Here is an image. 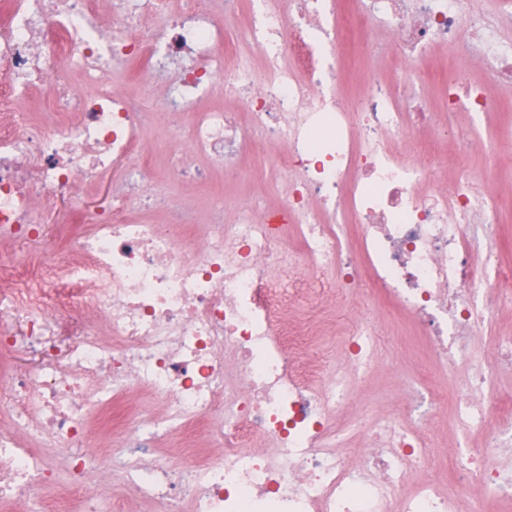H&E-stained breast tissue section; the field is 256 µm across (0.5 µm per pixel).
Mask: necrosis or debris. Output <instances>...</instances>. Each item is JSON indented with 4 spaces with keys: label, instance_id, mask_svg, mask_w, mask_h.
<instances>
[{
    "label": "necrosis or debris",
    "instance_id": "1",
    "mask_svg": "<svg viewBox=\"0 0 512 512\" xmlns=\"http://www.w3.org/2000/svg\"><path fill=\"white\" fill-rule=\"evenodd\" d=\"M0 9V241L42 235L37 208L69 203L87 228L66 245L45 242L24 288L5 264L0 285L13 303L0 316V356L19 350L38 371L11 377L8 424L0 426V502L25 512H101L85 491V419L146 392L166 413L128 409L121 448L107 473L160 512H474L470 486L512 501V419L500 413L498 363L468 345L486 319L480 304L512 270L488 249L499 204L467 171L430 189L435 143L421 139L432 105L412 93L411 65L440 45L484 77L445 81L450 112L481 117L495 92L512 87V0L491 13L484 0H224L223 17L201 0H112V21L94 22V0H6ZM249 22L224 37L240 9ZM390 39L399 82L372 77L350 108L338 94L345 66L364 63L374 33ZM147 62L164 82L159 110L187 120L178 136L221 166L244 151L276 149L284 203L254 200L230 224L204 229L205 244L179 237V211L165 224L134 221L156 183L144 166L143 130L156 111L112 95L114 65ZM91 86L76 91L69 73ZM242 100L244 116L202 108L214 86ZM40 97L70 120L34 121L24 107ZM411 140L410 149L394 148ZM112 176V208L86 211L82 185ZM357 225L356 240L343 232ZM299 250H289L288 228ZM304 272H329L348 292L363 281L402 308L437 357L454 364L457 424L480 430L477 457L448 450L435 462L423 427L436 399L406 398L382 414L359 463L335 449L331 416L377 359L361 324L342 364L318 369L304 358L313 342L280 317L276 289ZM28 336L18 342L13 322ZM68 328L59 351L58 325ZM199 428L216 444L175 460L145 444ZM274 452L252 448L254 438ZM35 447H26V439ZM467 477L448 485L449 472Z\"/></svg>",
    "mask_w": 512,
    "mask_h": 512
}]
</instances>
